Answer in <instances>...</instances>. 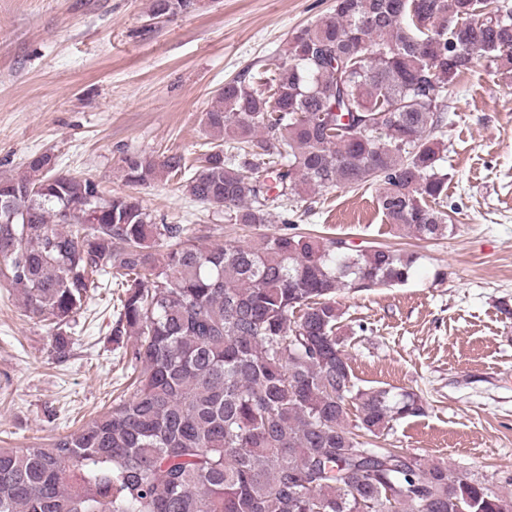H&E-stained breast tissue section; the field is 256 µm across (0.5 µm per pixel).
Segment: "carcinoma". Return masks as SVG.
Wrapping results in <instances>:
<instances>
[{
  "mask_svg": "<svg viewBox=\"0 0 512 512\" xmlns=\"http://www.w3.org/2000/svg\"><path fill=\"white\" fill-rule=\"evenodd\" d=\"M193 5L152 0L150 15ZM482 60L512 73L501 0H335L292 33L264 88L243 73L214 96L201 165L125 157L126 184L177 176L232 224L256 230L279 209L281 228L254 245L206 246L47 155L1 178L18 194H0V285L63 363L90 292L117 280L111 335L131 382L77 431L0 448V512H512L484 481L376 445L425 406L356 386L336 297L405 284L413 256L288 218L295 200L368 185L391 226L446 237L436 133L449 88Z\"/></svg>",
  "mask_w": 512,
  "mask_h": 512,
  "instance_id": "carcinoma-1",
  "label": "carcinoma"
}]
</instances>
